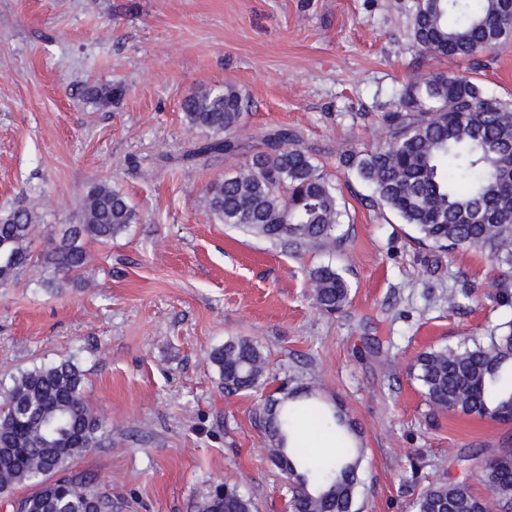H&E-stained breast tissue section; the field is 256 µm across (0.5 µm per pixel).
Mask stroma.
<instances>
[{
    "label": "stroma",
    "instance_id": "stroma-1",
    "mask_svg": "<svg viewBox=\"0 0 512 512\" xmlns=\"http://www.w3.org/2000/svg\"><path fill=\"white\" fill-rule=\"evenodd\" d=\"M411 0H0V212L38 199L44 223H77L94 184L120 188L138 213L51 292L22 278L0 288V380L73 359L112 438L76 460L125 512H194L215 482L254 512H291L256 418L266 390L225 395L210 362L231 336L255 342L271 386L314 381L319 404L358 427L359 512H415L428 482L489 490L480 459L512 446V423L430 406L411 367L512 318V289L478 248L445 251L371 203L340 158L383 143L405 83L465 72L512 98V42L476 60L413 47ZM123 90L106 110L76 90ZM234 84L240 137L256 147L283 127L323 164L344 212L335 251L291 252L220 223L197 204L239 165L183 162L198 141L181 111L200 87ZM350 284L343 310L319 309L309 269ZM458 303L449 306V293Z\"/></svg>",
    "mask_w": 512,
    "mask_h": 512
}]
</instances>
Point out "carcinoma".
I'll list each match as a JSON object with an SVG mask.
<instances>
[{
	"instance_id": "obj_1",
	"label": "carcinoma",
	"mask_w": 512,
	"mask_h": 512,
	"mask_svg": "<svg viewBox=\"0 0 512 512\" xmlns=\"http://www.w3.org/2000/svg\"><path fill=\"white\" fill-rule=\"evenodd\" d=\"M412 42L436 58L473 57L512 40V0H413ZM97 108L120 92L110 84L82 90ZM246 105L232 84L199 88L184 97L189 130L206 142L187 158L235 155ZM386 145L348 155L343 165L368 183L373 201L415 226L421 240L439 248L477 247L512 270V101L490 97L464 75L432 72L408 83L387 117ZM286 129L268 133L239 168L224 174L202 201L224 224L288 246L333 249L343 211L324 166L293 145ZM124 193L107 183L86 193L81 219L61 234L47 231L33 253L40 215L30 207L0 214V288L21 276L59 291L89 260L87 241L107 243L137 223ZM317 306L342 310L350 287L330 265L309 271ZM210 360L224 393L257 391L268 384L267 360L250 339L232 337ZM413 374L426 401L442 410L512 422V319L483 339L421 352ZM311 382L287 383L259 411L269 455L292 485V512H356L364 449L349 446L354 425L315 404ZM315 409L322 424L342 436L335 460L310 464L307 450L289 445L293 405ZM110 440L85 398L83 370L72 360L43 364L0 382V498L15 512H120L123 505L74 469L77 459ZM490 496H475L464 482L435 479L420 494L416 512H509L512 448L483 459ZM30 492L16 500L15 490ZM195 512H253L238 487L218 482L196 501Z\"/></svg>"
}]
</instances>
